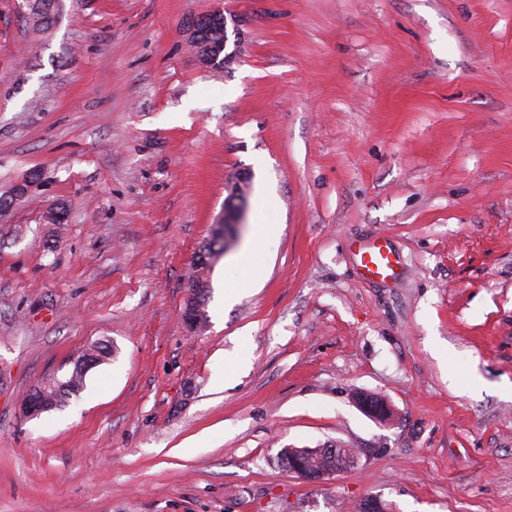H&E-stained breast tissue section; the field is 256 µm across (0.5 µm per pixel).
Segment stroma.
Here are the masks:
<instances>
[{"instance_id": "stroma-1", "label": "stroma", "mask_w": 512, "mask_h": 512, "mask_svg": "<svg viewBox=\"0 0 512 512\" xmlns=\"http://www.w3.org/2000/svg\"><path fill=\"white\" fill-rule=\"evenodd\" d=\"M218 8L241 43L213 69L187 23ZM31 9L0 0V195L41 175L0 216V512H512V0ZM377 236L385 280L351 252ZM322 445L359 462L313 483L276 461ZM246 178L237 179L236 182L228 186V196L224 201V211L218 221L215 223V234H224V247H219L218 252L224 253L228 245L229 235L237 229L238 224H244V210L241 205L240 197L244 190ZM197 261H198V265L205 263V264L201 265V267L197 266L198 269L195 272V276H193V278H192L193 282L205 283V288H198V289L192 288V291L194 292L192 295H193V297L195 296L197 298L196 302L198 303V305L201 308V311H200V322H201L200 326H201V325H204L206 323V321H208V314H207L206 306H207L208 293H209V283H208L207 278L204 275V272L208 266L207 263H209V259L205 256V254H201V258L198 257ZM83 370L79 368L71 377L62 383L52 384L53 389L50 390L54 394V409L64 407L68 402L70 396L76 395L83 388ZM52 409V410H54Z\"/></svg>"}]
</instances>
